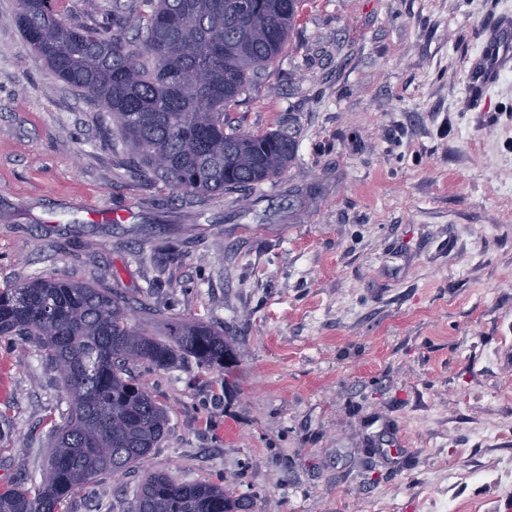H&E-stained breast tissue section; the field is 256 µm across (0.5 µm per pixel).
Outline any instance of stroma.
Here are the masks:
<instances>
[{
	"mask_svg": "<svg viewBox=\"0 0 512 512\" xmlns=\"http://www.w3.org/2000/svg\"><path fill=\"white\" fill-rule=\"evenodd\" d=\"M0 0V288L102 283L231 337L230 375L136 376L159 448L74 512H127L150 472L250 512H497L512 459V70L467 93L512 0H304L270 76L227 113L295 140L287 170L187 197L131 173L111 121L36 59ZM68 409L37 347L0 339V485L40 484ZM459 476L449 481L448 467Z\"/></svg>",
	"mask_w": 512,
	"mask_h": 512,
	"instance_id": "1",
	"label": "stroma"
}]
</instances>
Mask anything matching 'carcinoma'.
<instances>
[{
    "mask_svg": "<svg viewBox=\"0 0 512 512\" xmlns=\"http://www.w3.org/2000/svg\"><path fill=\"white\" fill-rule=\"evenodd\" d=\"M58 0H18L17 23L33 55L58 79L107 109L114 131L153 176L186 196L244 190L292 162L281 132L224 123L289 43L303 0H127L102 26L68 25ZM150 312L115 288L39 276L0 289V338L32 344L60 377L68 412L54 426L48 476L0 487V512H70L103 473L143 463L169 424L167 410L131 375L192 358L227 372L236 352L200 319L169 323L159 337ZM219 483L151 473L133 512H248Z\"/></svg>",
    "mask_w": 512,
    "mask_h": 512,
    "instance_id": "obj_1",
    "label": "carcinoma"
}]
</instances>
